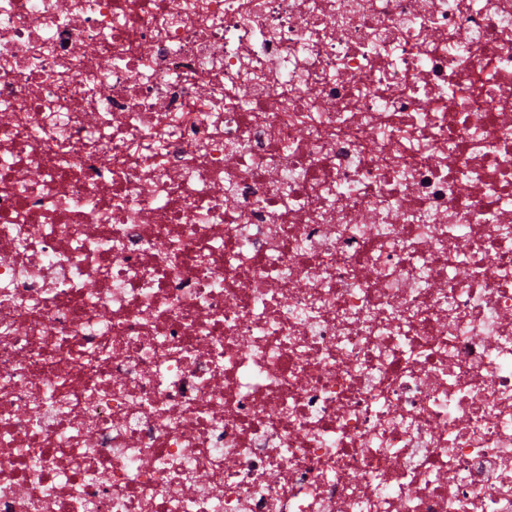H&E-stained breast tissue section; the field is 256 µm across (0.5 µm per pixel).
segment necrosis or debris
<instances>
[{
    "instance_id": "necrosis-or-debris-1",
    "label": "necrosis or debris",
    "mask_w": 512,
    "mask_h": 512,
    "mask_svg": "<svg viewBox=\"0 0 512 512\" xmlns=\"http://www.w3.org/2000/svg\"><path fill=\"white\" fill-rule=\"evenodd\" d=\"M0 512H512V0H0Z\"/></svg>"
}]
</instances>
